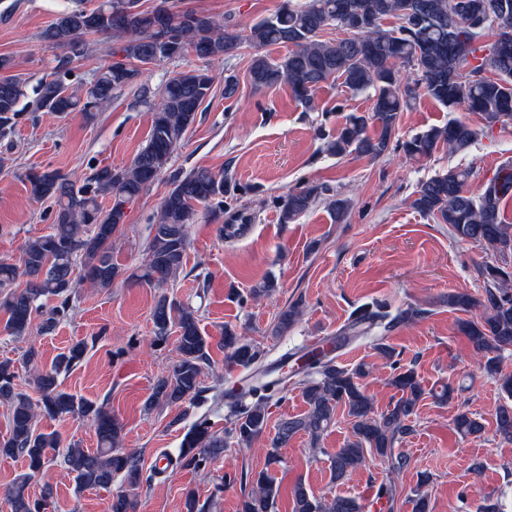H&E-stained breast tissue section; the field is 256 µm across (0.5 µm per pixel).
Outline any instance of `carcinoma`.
I'll list each match as a JSON object with an SVG mask.
<instances>
[{"label": "carcinoma", "mask_w": 512, "mask_h": 512, "mask_svg": "<svg viewBox=\"0 0 512 512\" xmlns=\"http://www.w3.org/2000/svg\"><path fill=\"white\" fill-rule=\"evenodd\" d=\"M386 19L395 20V25L383 28ZM331 27L342 29L346 36L322 38ZM99 32H111L120 39L115 53L121 59L99 66L86 87L68 84L66 61L30 87L28 79L12 72L11 58L0 56V138L12 134L21 103L29 93L40 110L61 115L79 110L91 118L92 110L109 102L114 92L137 82L143 65L179 59L190 50L201 58L221 59L233 55L243 43L257 49L248 66L249 81L256 90L286 84L308 109L314 108L313 93L331 77L341 79L354 93L371 94V109L349 114L336 136L325 143L330 156L354 152L378 159L394 145L411 157L426 156L439 147L459 153L494 127L512 124V0H305L283 4L254 24L247 35L196 9L170 12L162 5L143 9L140 0H103L92 11L77 7L62 13L43 31L42 39L53 48L68 49L77 58L84 53L83 36ZM270 46L285 47L288 53L273 58L259 52ZM213 83V76L200 69L170 77L159 100L151 105L149 139L126 166L96 169L80 185L56 170L28 175L31 194L53 200V221L47 233L24 241L23 268L0 260V312L7 315L4 330L8 335L17 339L30 335L37 314L43 330L55 328L72 307L78 285L75 267H82L84 279L101 290L111 288L125 275L112 261V245L125 223L126 206L164 172L210 96ZM417 88L449 112L463 107L477 114L481 126L452 118L443 126L393 143L400 112L409 106ZM373 125L379 128L374 136L369 133ZM471 175V170L460 168L435 174L417 185L412 206L448 225L457 240L484 243L498 256L494 262L478 265L484 283L480 296L450 292L447 302L448 308L466 313L482 309L476 320H458L457 332L482 354L481 370L512 398V374L502 372L501 367V353L512 348V224L504 218L505 207L512 200V163L501 165L475 195L465 189ZM230 183L229 174L206 168L174 177L152 224L144 262L128 278L155 288L174 280L185 264L189 224L196 206H208L214 219H220ZM327 192L329 188L313 184L289 191L280 199L279 223L295 222L324 200L335 222L342 223L350 201L338 196L328 199ZM104 198L111 200L107 208L101 205ZM21 276L26 277L22 288L16 285ZM48 297L56 298L58 304L45 310L43 299ZM302 313L299 302L283 308L277 315L275 333L290 330ZM422 315L421 309L408 306L392 317L380 304H365L351 313L343 333L360 337L378 330L384 334ZM152 321V344L165 345L170 335H175L177 360L154 383L146 407L200 405L207 400L202 378L210 365L211 341L200 331L198 310L162 295ZM221 344L225 364L251 369L252 376L240 388L212 397L213 405L227 409L231 427L221 436L211 431L207 419H197L184 435L176 464L199 469L232 443L251 447L266 432L271 400L297 376L307 410L279 419L267 444L269 464L278 463L280 449L299 434L307 436L312 449H320L341 407L349 417L351 432L344 445L330 455L332 480L339 481L361 468L369 454L390 460L395 469L407 465V458L395 453V444L413 432L411 417L425 394L414 368H394L388 384L398 399L378 412L361 382L363 369L338 365L332 356L333 345L301 351L299 369L274 378L272 374L288 360L262 364L260 351L229 327L224 328ZM87 352L88 343L77 341L49 368L41 369L39 351L33 347L25 350L22 364L32 371V384L40 393L35 402L19 389L16 362L0 360V404L7 407L10 424L8 439L0 443V455L21 456L27 464V472L3 492L8 512H51L52 485H43L35 499L28 492L30 481L51 462H59L74 476L80 490L109 489L118 476L136 489L156 475L154 470L145 474L139 454L123 447V426L105 403L60 387L59 376L77 367ZM40 415L91 421L96 450L70 446L60 452L59 435L38 429ZM454 425L464 436L483 430L482 423L467 412L459 413ZM496 431L512 441V406L499 408ZM251 485L242 512H273L280 492L276 479L260 471L251 477ZM292 496L294 512L365 509L349 496L318 499L300 483L294 485ZM110 512H136V501L120 493L112 497Z\"/></svg>", "instance_id": "1"}]
</instances>
